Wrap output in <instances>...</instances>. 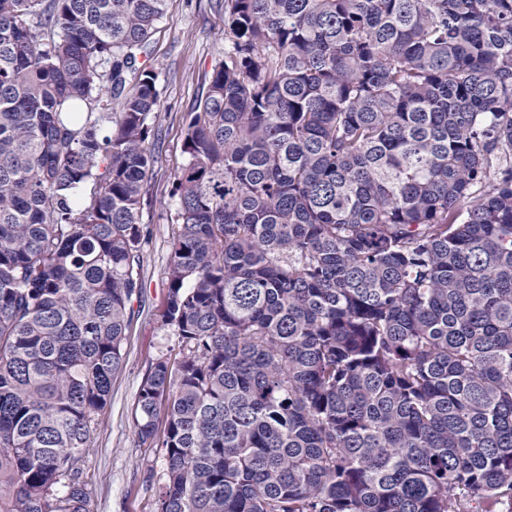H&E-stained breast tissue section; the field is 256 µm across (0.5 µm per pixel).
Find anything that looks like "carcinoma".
<instances>
[{
  "label": "carcinoma",
  "mask_w": 512,
  "mask_h": 512,
  "mask_svg": "<svg viewBox=\"0 0 512 512\" xmlns=\"http://www.w3.org/2000/svg\"><path fill=\"white\" fill-rule=\"evenodd\" d=\"M166 2L0 0V512H94ZM224 41L135 414L157 512H512V0H224Z\"/></svg>",
  "instance_id": "carcinoma-1"
}]
</instances>
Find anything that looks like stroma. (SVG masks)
<instances>
[{
  "label": "stroma",
  "mask_w": 512,
  "mask_h": 512,
  "mask_svg": "<svg viewBox=\"0 0 512 512\" xmlns=\"http://www.w3.org/2000/svg\"><path fill=\"white\" fill-rule=\"evenodd\" d=\"M146 64L159 74L161 110L154 122L155 163L141 214L150 239L123 344L124 363L112 379L110 397L95 417L86 455L88 488L97 512H156L154 491L163 477L158 449L138 445L135 409L143 376L157 359L178 352L159 314L167 301V277L175 201L174 180L186 165L185 120L205 94L203 77L224 59V0H168L167 13L150 39Z\"/></svg>",
  "instance_id": "stroma-1"
}]
</instances>
